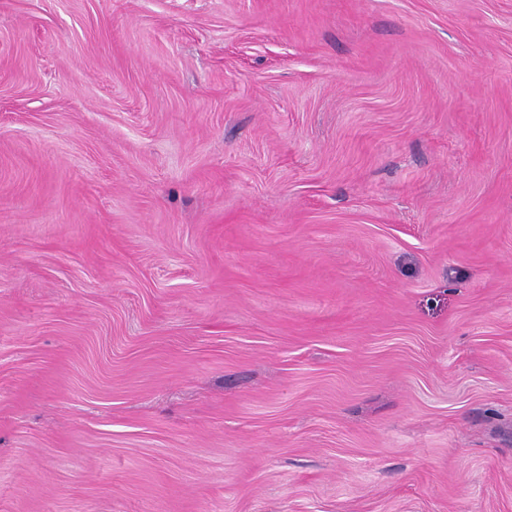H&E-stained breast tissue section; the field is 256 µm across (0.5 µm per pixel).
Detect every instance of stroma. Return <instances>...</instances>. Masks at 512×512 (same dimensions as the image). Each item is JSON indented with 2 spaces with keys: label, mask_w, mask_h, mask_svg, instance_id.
I'll list each match as a JSON object with an SVG mask.
<instances>
[{
  "label": "stroma",
  "mask_w": 512,
  "mask_h": 512,
  "mask_svg": "<svg viewBox=\"0 0 512 512\" xmlns=\"http://www.w3.org/2000/svg\"><path fill=\"white\" fill-rule=\"evenodd\" d=\"M0 512H512V0H0Z\"/></svg>",
  "instance_id": "1"
}]
</instances>
